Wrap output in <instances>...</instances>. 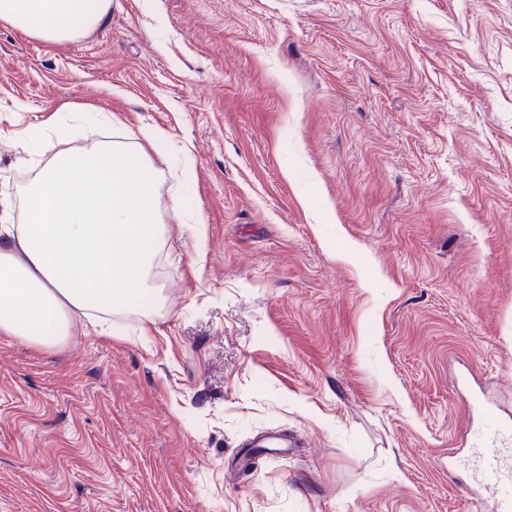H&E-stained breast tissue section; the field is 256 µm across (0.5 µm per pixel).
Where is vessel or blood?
<instances>
[{
  "label": "vessel or blood",
  "mask_w": 512,
  "mask_h": 512,
  "mask_svg": "<svg viewBox=\"0 0 512 512\" xmlns=\"http://www.w3.org/2000/svg\"><path fill=\"white\" fill-rule=\"evenodd\" d=\"M485 425L489 436L482 446L476 448L475 456L479 464L482 483L493 492H512V470L505 461L512 456V450L502 444L504 438L512 436V424L506 423L494 413H487Z\"/></svg>",
  "instance_id": "b4317fda"
}]
</instances>
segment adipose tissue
I'll return each instance as SVG.
<instances>
[{"label":"adipose tissue","mask_w":512,"mask_h":512,"mask_svg":"<svg viewBox=\"0 0 512 512\" xmlns=\"http://www.w3.org/2000/svg\"><path fill=\"white\" fill-rule=\"evenodd\" d=\"M113 0H0V24L51 43L100 26ZM143 132L59 153L24 192L21 223L0 213V333L37 346L64 342L76 315L131 310L150 317L159 251V167Z\"/></svg>","instance_id":"adipose-tissue-1"}]
</instances>
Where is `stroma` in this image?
Returning <instances> with one entry per match:
<instances>
[{"label": "stroma", "mask_w": 512, "mask_h": 512, "mask_svg": "<svg viewBox=\"0 0 512 512\" xmlns=\"http://www.w3.org/2000/svg\"><path fill=\"white\" fill-rule=\"evenodd\" d=\"M72 105L110 121L47 136ZM142 130L161 305L50 348L0 335V512H500L472 403L512 422V0H117L58 44L0 25L14 220L56 154ZM270 430L304 445L243 464Z\"/></svg>", "instance_id": "1"}]
</instances>
